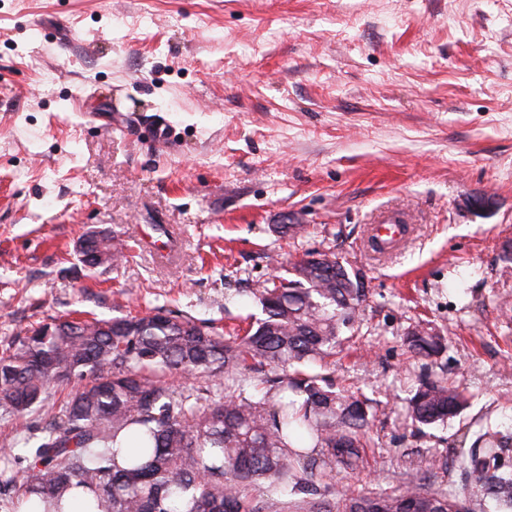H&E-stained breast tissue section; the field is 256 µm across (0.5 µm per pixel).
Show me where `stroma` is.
<instances>
[{
  "instance_id": "35a3bbf8",
  "label": "stroma",
  "mask_w": 512,
  "mask_h": 512,
  "mask_svg": "<svg viewBox=\"0 0 512 512\" xmlns=\"http://www.w3.org/2000/svg\"><path fill=\"white\" fill-rule=\"evenodd\" d=\"M386 212L409 231L376 251ZM90 230L128 262L85 268ZM509 244L512 0H0V353L51 316L244 330L268 279L333 253L367 301L329 373L371 402V444L334 493L418 471L460 491L465 433L512 435ZM419 325L443 354L407 350ZM426 374L469 406L418 430L404 407ZM68 394L0 416V444L32 455Z\"/></svg>"
}]
</instances>
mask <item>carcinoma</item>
<instances>
[{
    "label": "carcinoma",
    "instance_id": "obj_1",
    "mask_svg": "<svg viewBox=\"0 0 512 512\" xmlns=\"http://www.w3.org/2000/svg\"><path fill=\"white\" fill-rule=\"evenodd\" d=\"M89 268L125 259L112 236L90 231ZM293 278L274 277L259 291L263 317L242 336L214 324L158 311L111 320L51 317L0 356V408L25 414L49 386L72 385L64 413L43 427L32 461L0 458L3 471L31 476L13 512L38 496L45 512H62L64 492L93 495L98 512H478L466 492L434 488L415 473L399 489L332 498L336 470H355L367 447L368 398L336 388L330 376L304 369L336 355L344 331L359 327L367 291L362 277L325 253L304 257ZM405 344L421 358L445 350L423 328ZM282 369L265 390L244 375L249 363ZM189 371L210 386L196 395L161 380ZM468 405L457 386L430 377L407 400L412 423H443ZM509 437L477 434L462 460L466 480L512 512V471L498 463ZM291 487L298 498L282 497Z\"/></svg>",
    "mask_w": 512,
    "mask_h": 512
}]
</instances>
